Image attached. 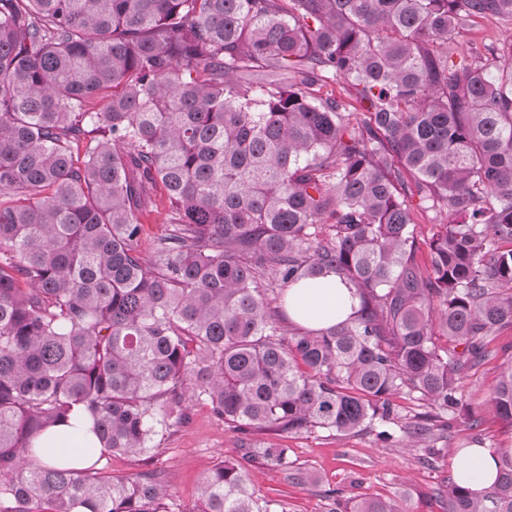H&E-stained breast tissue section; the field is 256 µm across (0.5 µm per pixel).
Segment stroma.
<instances>
[{"mask_svg":"<svg viewBox=\"0 0 512 512\" xmlns=\"http://www.w3.org/2000/svg\"><path fill=\"white\" fill-rule=\"evenodd\" d=\"M511 37V24L479 19L454 33L450 43L460 52L477 53L487 61L492 47ZM491 347L493 356L459 381L464 403L479 420L476 430L458 422L417 447L402 440L383 444L372 428L350 436L321 429L246 436L195 400L186 421L170 428L161 439L152 466L164 475L174 512H189L195 506L200 485L218 459L236 460L247 449L269 444L286 448L295 469L311 472L320 480L315 487L296 484L284 472L256 460L251 468L255 494L281 503L287 512H322V494L328 489L341 490L352 502L392 498L404 502L409 512H447V500L439 490L453 476L454 450L470 447L475 436L488 448H512V425L487 406L500 365L512 357V329L501 331Z\"/></svg>","mask_w":512,"mask_h":512,"instance_id":"35a3bbf8","label":"stroma"}]
</instances>
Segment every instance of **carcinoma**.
<instances>
[{"label":"carcinoma","mask_w":512,"mask_h":512,"mask_svg":"<svg viewBox=\"0 0 512 512\" xmlns=\"http://www.w3.org/2000/svg\"><path fill=\"white\" fill-rule=\"evenodd\" d=\"M477 18L512 23V0H0V512H173L159 471L100 462L151 461L193 397L245 434L349 436L399 394L430 407L415 443L456 421L459 375L512 328V40L494 69L454 61ZM330 78L364 118L318 95ZM414 195L448 214L426 269ZM328 273L357 311L284 337L262 277ZM490 403L512 424V358ZM76 407L90 465L30 463ZM255 456L292 469L274 445L220 459L192 512H272ZM442 494L512 512V455L483 496ZM169 218V205L158 190L154 207L141 217L144 226L139 239V249L146 257L150 258L153 255L158 240L167 233Z\"/></svg>","instance_id":"carcinoma-1"}]
</instances>
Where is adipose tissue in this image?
Here are the masks:
<instances>
[{
  "instance_id": "1",
  "label": "adipose tissue",
  "mask_w": 512,
  "mask_h": 512,
  "mask_svg": "<svg viewBox=\"0 0 512 512\" xmlns=\"http://www.w3.org/2000/svg\"><path fill=\"white\" fill-rule=\"evenodd\" d=\"M359 305L354 289L333 274L291 285L285 306L291 321L305 329L326 328L346 319ZM91 424L81 410H74L67 423L50 428L35 438L41 459L48 464L65 460L71 466L84 465L83 447L94 441ZM499 453L486 447L459 449L454 458V476L475 496H482L493 484Z\"/></svg>"
}]
</instances>
